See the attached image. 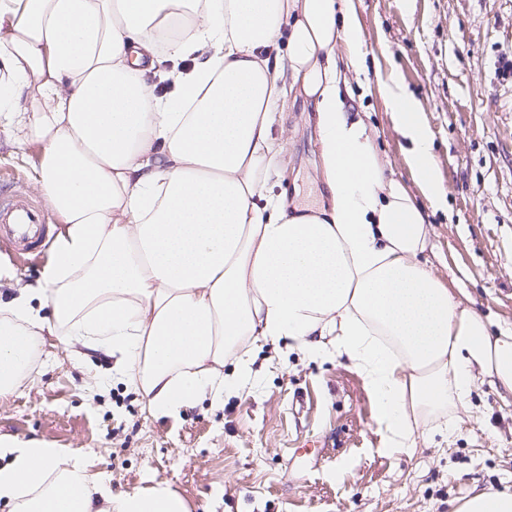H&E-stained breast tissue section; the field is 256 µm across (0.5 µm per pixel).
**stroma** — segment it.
Masks as SVG:
<instances>
[{"mask_svg":"<svg viewBox=\"0 0 512 512\" xmlns=\"http://www.w3.org/2000/svg\"><path fill=\"white\" fill-rule=\"evenodd\" d=\"M369 55L352 80L386 176L423 209V255L456 299L491 331L512 329V0H357ZM397 74L424 111L444 202L420 196L408 144L376 92ZM314 114L297 99L283 114L288 199L323 201ZM0 125V198L36 195L40 147ZM0 240V298L38 284L43 263L15 264ZM34 381L0 400V440H42L84 453L113 489L170 484L190 512H453L475 485L512 488V396L479 380L454 434L427 422L410 452L383 447L374 400L342 358L252 347L260 374L202 394L177 417L150 414L112 376L111 356H78L47 337Z\"/></svg>","mask_w":512,"mask_h":512,"instance_id":"obj_1","label":"stroma"}]
</instances>
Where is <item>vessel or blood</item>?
Masks as SVG:
<instances>
[{
	"mask_svg": "<svg viewBox=\"0 0 512 512\" xmlns=\"http://www.w3.org/2000/svg\"><path fill=\"white\" fill-rule=\"evenodd\" d=\"M50 231L43 208L23 193L0 205V239L13 241L17 257L41 252Z\"/></svg>",
	"mask_w": 512,
	"mask_h": 512,
	"instance_id": "b4317fda",
	"label": "vessel or blood"
}]
</instances>
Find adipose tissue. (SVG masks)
Returning a JSON list of instances; mask_svg holds the SVG:
<instances>
[{
    "label": "adipose tissue",
    "mask_w": 512,
    "mask_h": 512,
    "mask_svg": "<svg viewBox=\"0 0 512 512\" xmlns=\"http://www.w3.org/2000/svg\"><path fill=\"white\" fill-rule=\"evenodd\" d=\"M367 55L354 0H0V116L39 143L35 186L63 226L38 286L0 302V399L30 383L49 336L112 355L171 417L251 383L247 344L344 357L403 452L427 420L447 429L478 376L512 396V332L491 335L419 261L423 212L344 110ZM378 91L439 202L421 106L397 77ZM297 93L328 191L303 211L275 134ZM0 454L11 512H189L166 483L113 492L78 452Z\"/></svg>",
    "instance_id": "ef3b65f1"
}]
</instances>
